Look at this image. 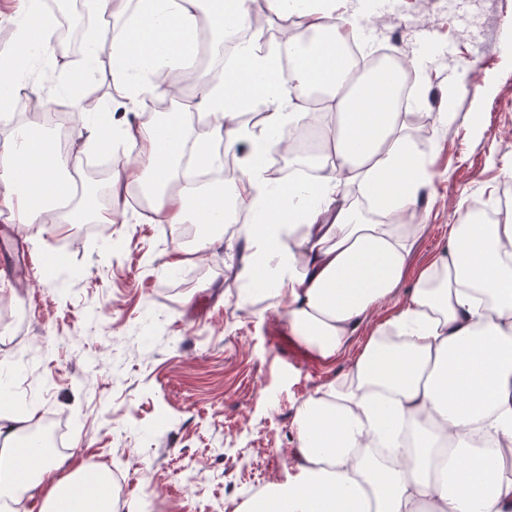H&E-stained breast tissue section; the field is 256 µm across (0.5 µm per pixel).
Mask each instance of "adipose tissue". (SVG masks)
Listing matches in <instances>:
<instances>
[{
  "instance_id": "1",
  "label": "adipose tissue",
  "mask_w": 512,
  "mask_h": 512,
  "mask_svg": "<svg viewBox=\"0 0 512 512\" xmlns=\"http://www.w3.org/2000/svg\"><path fill=\"white\" fill-rule=\"evenodd\" d=\"M280 16L279 53L258 38L237 45L235 63L203 72L197 112L212 136L189 140L180 123L95 124L90 144L120 135L132 144L113 170L111 199L89 204L68 177L67 158L32 128L0 139V218L23 224H115L134 193L148 224H237L247 248L235 278L270 308L286 307L291 331L333 358L351 343L371 311L407 278L422 234L415 218L426 175L395 109L399 74L353 73L341 47L358 42L374 14L340 0H268ZM252 0H88L111 28L90 27L88 42L111 46L112 109L128 112L151 95L178 100V75L193 53L200 19L219 31L249 26ZM19 45L42 52L56 71L54 33L40 0H15ZM294 65L283 70L282 58ZM322 88L328 121L324 175L286 186L268 174L267 158L291 150L281 132L304 124L301 101ZM263 106L260 126L241 122L242 108ZM192 142L198 164L215 166L221 151L239 154L235 178L201 190L182 172L178 148ZM362 181L378 204L357 208L349 187ZM246 224H238L239 212ZM398 314L364 343L334 384L300 405L295 419L297 474L272 482L238 512H512V210L493 224H452L448 245L422 269ZM31 426L21 410L0 415V500L40 499L41 512H141L115 507L107 482L78 468L58 477L55 455L34 452L19 463L18 441ZM418 446L406 448L408 429ZM494 444L475 453V433Z\"/></svg>"
}]
</instances>
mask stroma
Masks as SVG:
<instances>
[{"mask_svg":"<svg viewBox=\"0 0 512 512\" xmlns=\"http://www.w3.org/2000/svg\"><path fill=\"white\" fill-rule=\"evenodd\" d=\"M365 54L393 44L426 61L410 140L431 182L417 275L448 227L512 202V0H383ZM39 263L0 273V364L21 409L61 437V473L121 468L149 512H236L254 486L288 481L302 400L348 370L322 358L235 282L224 247L177 251L168 224H14Z\"/></svg>","mask_w":512,"mask_h":512,"instance_id":"stroma-1","label":"stroma"}]
</instances>
